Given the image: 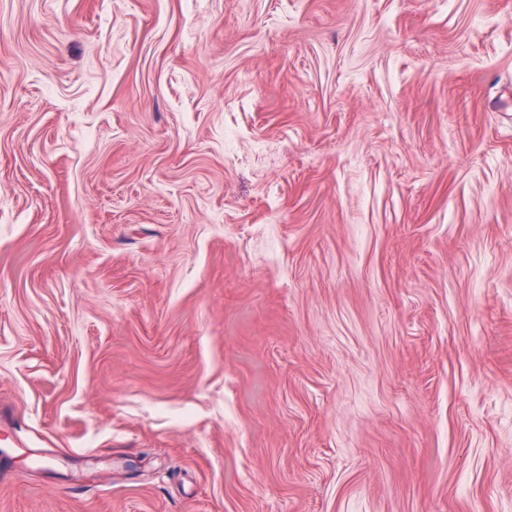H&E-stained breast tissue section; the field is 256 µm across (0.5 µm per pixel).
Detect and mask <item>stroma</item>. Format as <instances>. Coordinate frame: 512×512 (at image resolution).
Instances as JSON below:
<instances>
[{
  "label": "stroma",
  "mask_w": 512,
  "mask_h": 512,
  "mask_svg": "<svg viewBox=\"0 0 512 512\" xmlns=\"http://www.w3.org/2000/svg\"><path fill=\"white\" fill-rule=\"evenodd\" d=\"M0 512H512V0H0Z\"/></svg>",
  "instance_id": "obj_1"
}]
</instances>
